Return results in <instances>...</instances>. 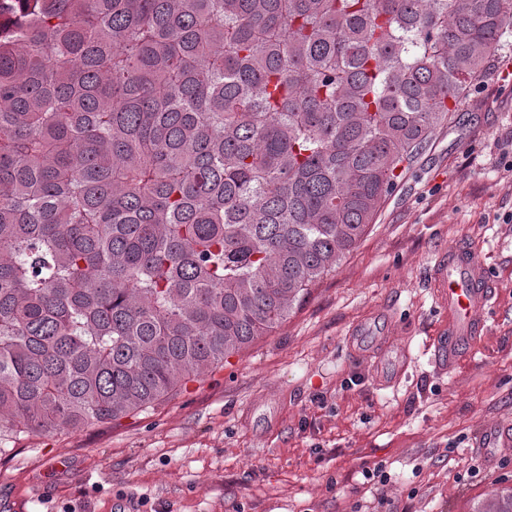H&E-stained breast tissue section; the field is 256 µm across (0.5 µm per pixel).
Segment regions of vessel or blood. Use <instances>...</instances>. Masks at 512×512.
Listing matches in <instances>:
<instances>
[{"instance_id":"obj_1","label":"vessel or blood","mask_w":512,"mask_h":512,"mask_svg":"<svg viewBox=\"0 0 512 512\" xmlns=\"http://www.w3.org/2000/svg\"><path fill=\"white\" fill-rule=\"evenodd\" d=\"M431 288L448 321L435 343L434 359L443 370L456 366L460 353L485 329L479 311L491 297L484 259L478 249L459 245L431 269Z\"/></svg>"}]
</instances>
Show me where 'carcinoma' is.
<instances>
[{
	"label": "carcinoma",
	"mask_w": 512,
	"mask_h": 512,
	"mask_svg": "<svg viewBox=\"0 0 512 512\" xmlns=\"http://www.w3.org/2000/svg\"><path fill=\"white\" fill-rule=\"evenodd\" d=\"M0 16V438L136 414L271 335L512 34V0Z\"/></svg>",
	"instance_id": "cac0c4a2"
}]
</instances>
